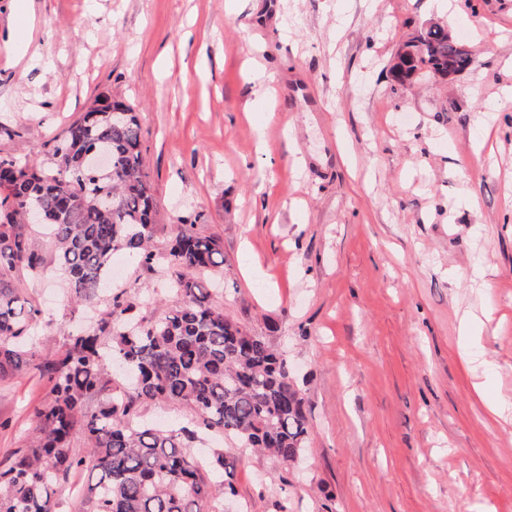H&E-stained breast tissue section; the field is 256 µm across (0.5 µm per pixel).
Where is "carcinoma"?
Instances as JSON below:
<instances>
[{
	"label": "carcinoma",
	"mask_w": 512,
	"mask_h": 512,
	"mask_svg": "<svg viewBox=\"0 0 512 512\" xmlns=\"http://www.w3.org/2000/svg\"><path fill=\"white\" fill-rule=\"evenodd\" d=\"M460 46L448 29L431 24L411 40L392 76L411 83L460 74L471 65ZM142 139L135 108L103 97L52 140L48 165L0 156V375L32 365L53 395L34 411L30 445L0 469V512H55V488L86 467L97 481L85 512H203L208 499L233 490L221 475H230L234 461L218 452L206 475L190 445L194 431L140 424L139 400L189 408L205 429L266 451L285 466L305 447V399L287 359L190 276L224 265L220 241L190 223L163 252L155 250ZM93 147L111 150V173L84 166L83 155ZM33 213L51 238V261L70 295L92 304L110 293V310L94 328L68 333L64 348L39 362L28 348L34 309L10 283L45 266L31 241ZM118 251L150 270L163 266L180 305L153 322L131 320L133 304L109 285ZM115 360L132 385L129 392L112 385L108 367ZM99 397L98 409L84 412V404ZM76 439L86 443L85 454L72 451Z\"/></svg>",
	"instance_id": "cac0c4a2"
}]
</instances>
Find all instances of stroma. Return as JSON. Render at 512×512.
<instances>
[{
  "label": "stroma",
  "mask_w": 512,
  "mask_h": 512,
  "mask_svg": "<svg viewBox=\"0 0 512 512\" xmlns=\"http://www.w3.org/2000/svg\"><path fill=\"white\" fill-rule=\"evenodd\" d=\"M272 2L259 20L252 0H0V155L42 163L97 97L125 100L156 250L185 219L221 240L199 278L283 352L309 436L288 467L200 434L195 450L235 461L205 512H512V419L489 410L512 407V0ZM431 22L471 67L395 81L401 41ZM117 258L140 319L179 304ZM19 286L39 359L109 308L75 302L50 262ZM49 395L34 368L0 376L1 464Z\"/></svg>",
  "instance_id": "obj_1"
}]
</instances>
